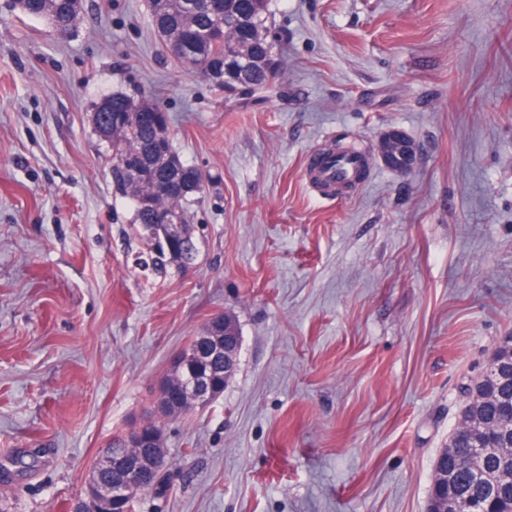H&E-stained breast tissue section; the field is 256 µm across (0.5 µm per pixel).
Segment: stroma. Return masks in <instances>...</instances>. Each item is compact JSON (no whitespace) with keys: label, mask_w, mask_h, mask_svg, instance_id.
Segmentation results:
<instances>
[{"label":"stroma","mask_w":512,"mask_h":512,"mask_svg":"<svg viewBox=\"0 0 512 512\" xmlns=\"http://www.w3.org/2000/svg\"><path fill=\"white\" fill-rule=\"evenodd\" d=\"M279 75L230 97L166 52L148 0L73 34L0 0V512H70L170 359L241 331L209 408L162 421L173 491L137 512H425L462 390L512 336V0H269ZM115 92L208 177L195 267L158 274L91 121ZM418 146L410 174L382 136ZM370 174L325 200L307 155ZM388 137L393 141H399L400 142V150L397 151V156H392L390 154L385 153L384 151H378V156L382 160V162L388 166L389 168L402 172L407 173L412 170L413 163L411 161V147H413L411 144L407 143L406 141H402L403 135L399 132V130H391L389 131L385 138Z\"/></svg>","instance_id":"stroma-1"}]
</instances>
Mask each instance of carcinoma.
Segmentation results:
<instances>
[{
	"label": "carcinoma",
	"instance_id": "cac0c4a2",
	"mask_svg": "<svg viewBox=\"0 0 512 512\" xmlns=\"http://www.w3.org/2000/svg\"><path fill=\"white\" fill-rule=\"evenodd\" d=\"M21 12L48 19L65 38L81 19V0H14ZM215 9L233 25L224 36L214 34L213 10L186 9L184 0L151 3L152 21L163 42L178 45V61L199 73V68L224 65L226 52L241 55L240 78L228 76L216 87L231 94L242 86H264L269 74L267 62L280 56L269 24V0H213ZM146 99L114 93L103 102L100 112V139L111 148L112 182L130 199L134 224L145 241L149 255L145 266L162 273L169 266H180L171 255L165 236L153 229L160 209L173 203L171 188L180 187L176 197L185 205L202 194L197 189V169L185 164L176 153L166 116L158 124H141L136 110L155 109ZM465 405L475 404L487 419L483 430V449L475 450L466 427L454 429L442 452L448 455L446 468L456 494L473 506V512H500L512 508V417L502 406L512 402V384L499 386L485 374L465 390Z\"/></svg>",
	"mask_w": 512,
	"mask_h": 512
}]
</instances>
